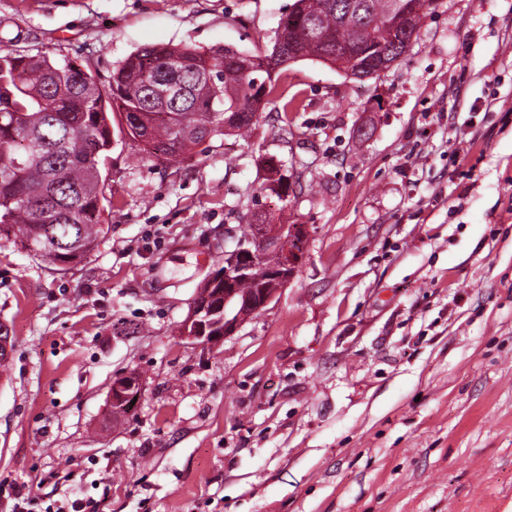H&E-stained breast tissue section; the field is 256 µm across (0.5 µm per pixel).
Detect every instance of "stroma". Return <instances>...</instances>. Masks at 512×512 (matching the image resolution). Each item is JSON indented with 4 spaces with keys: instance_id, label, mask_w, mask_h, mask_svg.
<instances>
[{
    "instance_id": "stroma-1",
    "label": "stroma",
    "mask_w": 512,
    "mask_h": 512,
    "mask_svg": "<svg viewBox=\"0 0 512 512\" xmlns=\"http://www.w3.org/2000/svg\"><path fill=\"white\" fill-rule=\"evenodd\" d=\"M294 2L0 0V46L105 87L149 44L269 50ZM106 174L77 265L0 236V512L19 486L31 512H512V0H440L378 77L291 64L249 136L183 160L114 133ZM256 213L307 226L294 278L220 346L182 338ZM125 380L119 379L116 383H113L111 392H110V405L115 403L117 400H124L128 397L125 393V389L129 386L134 387L138 386L139 392L136 397H140L142 393V381L138 374L129 373L128 375L123 376ZM127 406L124 403H115L112 404V416L117 419L119 417H124L128 414Z\"/></svg>"
}]
</instances>
